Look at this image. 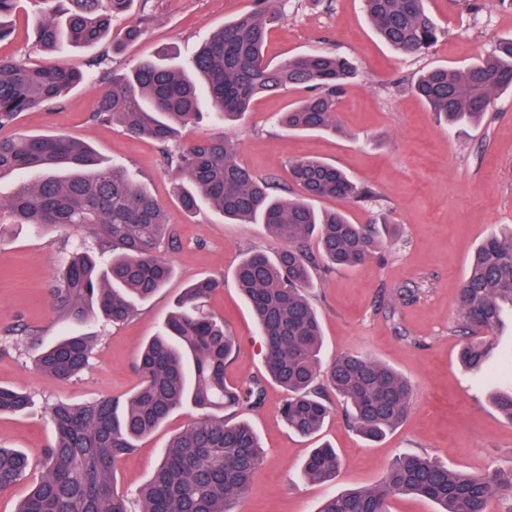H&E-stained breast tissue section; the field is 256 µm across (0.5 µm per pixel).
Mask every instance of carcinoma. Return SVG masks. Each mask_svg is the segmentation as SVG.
Returning <instances> with one entry per match:
<instances>
[{
  "instance_id": "cac0c4a2",
  "label": "carcinoma",
  "mask_w": 512,
  "mask_h": 512,
  "mask_svg": "<svg viewBox=\"0 0 512 512\" xmlns=\"http://www.w3.org/2000/svg\"><path fill=\"white\" fill-rule=\"evenodd\" d=\"M131 0H39L31 21L35 46L54 52L62 45L89 47L112 36V18ZM265 6L224 23L210 33L186 69L146 59L128 73L109 69L108 58L91 61L112 83L89 121H112L139 138L162 147L172 174L173 193L188 212L208 204L224 219L259 222L283 246L270 256L246 253L234 280L247 301L266 345L269 378L287 391L280 414L292 432L317 435L330 414L319 389L336 394L352 428L378 441L406 416L413 387L392 367L361 352H347L323 365L322 328L308 298L314 273L324 264L354 268L372 258L381 239L365 224H353L340 211H320L326 198L370 201L336 165L302 158L289 163L294 198L275 196L265 180L236 161L235 147L222 139L182 143L181 130L201 118L207 106L218 119L238 121L254 99L287 87L309 95L280 114L292 132L339 131L336 95L354 75L345 58L313 50L279 65L264 61L267 25L278 12ZM379 38L404 55L432 47L441 30L425 0H364ZM19 0H0V41ZM84 72L63 64H27L0 57V127L20 113L58 103L84 81ZM512 88V39L499 42L486 58L462 70L435 68L420 75L414 93L431 111L457 126L479 120L495 104V93ZM32 174L28 180L25 175ZM14 176L17 187L0 196L1 221L39 228L80 227L98 242L69 256L49 293L52 310L64 320L84 323L99 315L119 325L132 319L137 304L152 297L174 275L158 256L176 237L162 204L120 163L98 156L85 141L69 137L18 135L0 138V179ZM314 240L317 253L307 249ZM224 279L189 283L174 304L162 334L151 338L137 358L139 389L124 402L101 397L85 404L57 403L51 409L55 434L43 452V473L16 512H132L115 487L116 469L137 442L190 404L200 417L174 434L162 449L151 479L138 491V512H235L254 471L263 462L257 434L245 420L231 416L264 401L256 380L232 384L224 366L235 338L224 319L207 308ZM512 313V228L487 238L478 248L460 288L461 328L486 331L468 336L460 362L479 371L494 350L490 335ZM36 350L46 378L69 381L89 365L92 345L86 336H64L47 345L38 333L19 329ZM26 393L0 386V414L18 413ZM494 405L512 423V389L496 395ZM29 466L21 452L0 446V489L22 478ZM341 459L332 445L313 449L302 469L305 480L325 484L336 477ZM416 495L440 506L438 512H492L495 502H512V467L492 474H466L426 455L401 452L379 484L327 496L318 512H389L388 500Z\"/></svg>"
}]
</instances>
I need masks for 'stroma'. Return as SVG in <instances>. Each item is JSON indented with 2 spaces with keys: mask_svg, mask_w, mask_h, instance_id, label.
Instances as JSON below:
<instances>
[{
  "mask_svg": "<svg viewBox=\"0 0 512 512\" xmlns=\"http://www.w3.org/2000/svg\"><path fill=\"white\" fill-rule=\"evenodd\" d=\"M16 31L0 42V56L40 65L45 55L33 45L25 17L37 0H20ZM258 0H133L112 20L113 33L139 23L143 34L122 51L111 40L86 48L66 47L56 61L85 69L100 53L122 74L142 60L171 50V63L185 66L211 32L239 14L257 10ZM445 33L428 51L406 56L384 45L368 22L363 0H278L266 58L282 63L314 49L348 58L356 75L336 101L338 133H292L277 117L307 97L288 88L258 98L248 117L229 125L202 120L183 129V140L222 137L236 144L237 162L253 175L291 189V161L318 157L344 171L374 194L369 202L321 200L324 210L341 209L356 224L397 225V237L356 268L333 269L307 297L323 329L324 358L361 351L387 364L414 386L406 419L377 442L358 436L345 407L328 395L331 414L319 439L288 430L279 407L286 394L266 381L265 345L233 274L244 254H274L280 240L260 224H228L209 206L185 212L172 194V176L156 142L128 136L111 123L90 124L102 79L70 90L57 105L21 113L0 127L1 137L62 135L85 140L108 160L123 163L161 202L177 242L161 246L160 257L175 268L173 279L139 304L137 316L120 326L69 324L47 303V288L74 245L93 246L82 230H35L11 226L0 243V386L31 394V409L0 415V445L23 451L32 467L26 477L0 491V512H15L52 438L49 409L59 401L85 403L101 396L123 400L140 382L136 362L142 345L158 334L176 297L196 279L223 278L208 302L237 338L224 368L227 379L264 382L261 408L244 412L266 451L238 512H317L330 493L376 484L394 455L416 452L465 473L512 466V423L496 410L493 394L512 388V324L494 336L495 350L484 370L465 369L458 353V294L477 248L491 234L512 227V90L500 92L480 122L448 128L415 96L410 86L434 67L461 69L487 56L496 41L512 38V8L499 0H428ZM37 330L43 339L69 333L91 336L89 367L70 382L41 376L30 345L11 328ZM185 405L153 434L141 439L117 470L118 491L132 493L151 478L169 437L195 420ZM331 443L342 465L326 486L301 475L311 448Z\"/></svg>",
  "mask_w": 512,
  "mask_h": 512,
  "instance_id": "obj_1",
  "label": "stroma"
}]
</instances>
